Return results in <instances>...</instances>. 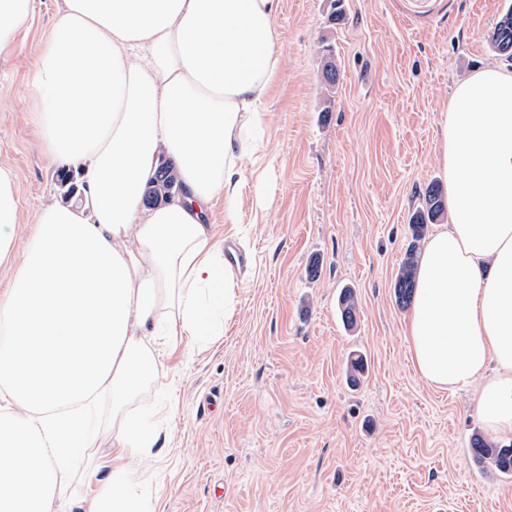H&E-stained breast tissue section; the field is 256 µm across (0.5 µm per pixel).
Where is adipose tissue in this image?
<instances>
[{"instance_id": "1", "label": "adipose tissue", "mask_w": 512, "mask_h": 512, "mask_svg": "<svg viewBox=\"0 0 512 512\" xmlns=\"http://www.w3.org/2000/svg\"><path fill=\"white\" fill-rule=\"evenodd\" d=\"M280 2L62 0L32 71L34 120L45 156L84 183L37 211L20 251L17 173L0 165V512H68L74 478L93 488L87 512H141L137 461L158 445L160 409L126 408L170 347L222 336L235 307L206 210L235 200L255 149ZM30 12L0 0V59ZM444 129L450 220L422 248L409 350L427 385L479 386L488 431L512 433V72L459 82ZM163 157L184 192L147 210ZM106 404L120 463L91 466L90 416Z\"/></svg>"}]
</instances>
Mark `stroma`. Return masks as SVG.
<instances>
[{"label": "stroma", "mask_w": 512, "mask_h": 512, "mask_svg": "<svg viewBox=\"0 0 512 512\" xmlns=\"http://www.w3.org/2000/svg\"><path fill=\"white\" fill-rule=\"evenodd\" d=\"M61 0H32L0 60V165L15 168L25 245L44 202L81 172L42 153L30 77ZM512 0H281L278 72L259 149L242 161L234 209L208 213L235 266L237 303L214 343H179L141 392L165 405L166 445L143 463L147 512H512V475L469 452L484 433L478 390L418 376L408 309L393 284L411 215L439 162L448 100L463 79L512 60L489 35ZM339 81L325 93L321 40ZM317 274H309L310 264ZM358 299L353 325L339 297ZM367 367L358 385L348 363Z\"/></svg>", "instance_id": "obj_1"}]
</instances>
